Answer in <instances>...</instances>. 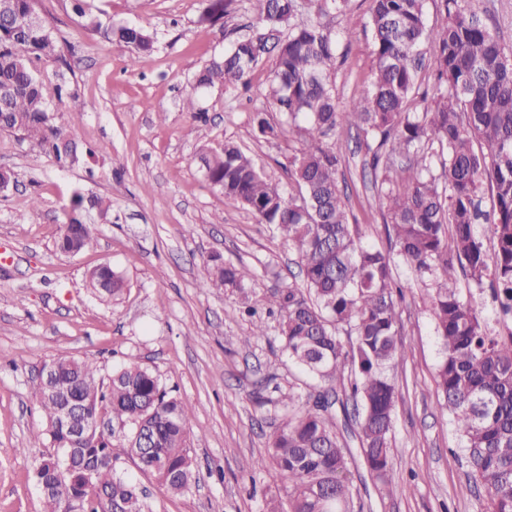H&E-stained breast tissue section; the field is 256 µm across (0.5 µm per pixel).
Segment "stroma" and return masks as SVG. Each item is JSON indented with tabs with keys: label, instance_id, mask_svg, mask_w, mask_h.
Segmentation results:
<instances>
[{
	"label": "stroma",
	"instance_id": "35a3bbf8",
	"mask_svg": "<svg viewBox=\"0 0 512 512\" xmlns=\"http://www.w3.org/2000/svg\"><path fill=\"white\" fill-rule=\"evenodd\" d=\"M103 21L130 24L156 40L154 53L132 65L130 48L85 30L68 0H39L56 29L64 62L41 68L45 82L67 76L79 101L95 110L61 107L62 123L85 143L104 144L98 162L59 169L38 148L0 133V169L14 187L0 192V512H43L34 474L50 444L32 386L45 362L59 353L96 364L108 381L136 357L168 389L195 408L190 425L197 482L173 495L136 460L121 469L144 492L148 512H266L285 500L274 468H260L268 438L279 424L276 405L288 391L320 390L282 351L281 317L266 316L267 333L252 337L244 302L301 283L297 256L275 229L228 201L203 176L201 144L237 143L273 182L288 183L284 139L255 136L251 116L265 104L274 61L253 71L249 89L193 90L195 72L221 57L253 16V0H231L223 19L209 21L208 0H88ZM370 0H351L346 14L327 16L336 36L333 84L339 105L365 96L373 77ZM193 108H186V99ZM166 121H158V113ZM336 148L348 185L349 221L365 243L387 250L388 228L370 177L366 149L341 132ZM108 197L112 209L97 219V244L76 256L56 249L64 208L75 193ZM223 223H214V216ZM252 272L240 288L203 289V263ZM110 264L126 288L104 301L85 284L87 270ZM395 274L410 281L400 303L399 345L404 356L390 370L399 391L391 455L399 476L385 494L369 474L357 439L343 440L358 512H487L488 499L469 476L460 440L438 411L433 370L439 344L428 312L431 281L413 278L403 262ZM463 296L483 308L493 330L512 333L489 285L458 273Z\"/></svg>",
	"mask_w": 512,
	"mask_h": 512
}]
</instances>
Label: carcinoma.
Masks as SVG:
<instances>
[{"label": "carcinoma", "mask_w": 512, "mask_h": 512, "mask_svg": "<svg viewBox=\"0 0 512 512\" xmlns=\"http://www.w3.org/2000/svg\"><path fill=\"white\" fill-rule=\"evenodd\" d=\"M37 2L0 0V131L38 147L59 168L85 166L106 146L82 143L58 121L54 107L75 95L65 80L49 86L40 77L39 65L62 54ZM310 2L319 15L328 9L343 14L351 0ZM442 2L446 20L430 26L425 0H371V88L342 108L333 94L336 38L318 19L294 22L297 0H255L252 33L194 75L196 89L246 88L254 67L274 56L266 105L252 113V127L266 139L288 131L292 148L288 179L295 194L268 180L231 140L203 147L197 156L206 179L227 200L288 240L304 273V287L288 284L266 302L282 313L279 339L288 358L325 388L279 400L283 418L259 467L277 470L288 510L274 502L267 512H332L336 504L353 512L354 486L334 412L338 405L348 414L350 402L370 473L387 490L396 488L390 448L398 394L389 370L402 358V286L391 257L362 244L348 222L341 156L324 143L340 127L355 130L372 151L368 167L399 256L418 279L435 283L429 312L440 347L434 375L439 411L460 437L489 512H512V337L493 335L482 313L463 299L454 264L465 260L479 285L490 279L499 312L512 313V47L471 0ZM70 6L89 32L135 49L131 63L154 51L144 29L103 22L87 0H70ZM428 47L437 86L420 94L417 71ZM271 112L280 114V126L270 123ZM431 140L446 147L440 179L432 173ZM110 207L97 195H73L57 249L77 255L90 248L94 226L85 213ZM481 224L497 241L491 254L477 231ZM249 276L246 267L226 265L216 255L200 287L240 288ZM86 278L102 298L123 294L124 278L109 264L90 269ZM43 368L34 395L51 445L35 471L44 512H64L68 499L78 500L84 512H103L106 497L115 512H143L138 484L118 470L123 454L174 495L195 482L189 448L194 407L167 391L152 370L131 357L104 383L94 363L64 353ZM72 403L80 420L109 416V434L72 439L61 422ZM60 448L74 449L69 470L57 464Z\"/></svg>", "instance_id": "carcinoma-1"}]
</instances>
